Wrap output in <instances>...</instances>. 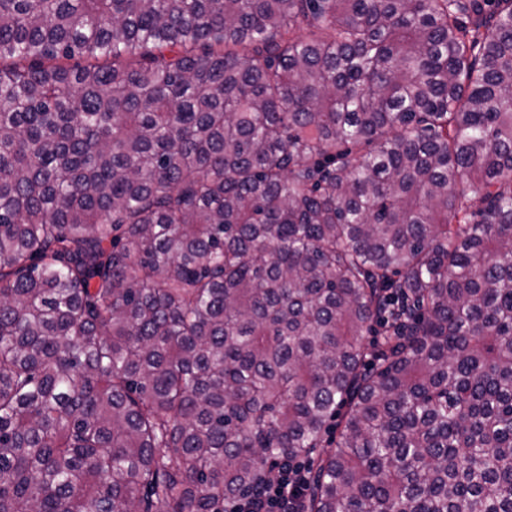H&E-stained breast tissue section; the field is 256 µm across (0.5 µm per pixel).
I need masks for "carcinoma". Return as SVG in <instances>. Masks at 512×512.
<instances>
[{"mask_svg":"<svg viewBox=\"0 0 512 512\" xmlns=\"http://www.w3.org/2000/svg\"><path fill=\"white\" fill-rule=\"evenodd\" d=\"M313 455L512 512V0H0V512Z\"/></svg>","mask_w":512,"mask_h":512,"instance_id":"1","label":"carcinoma"}]
</instances>
